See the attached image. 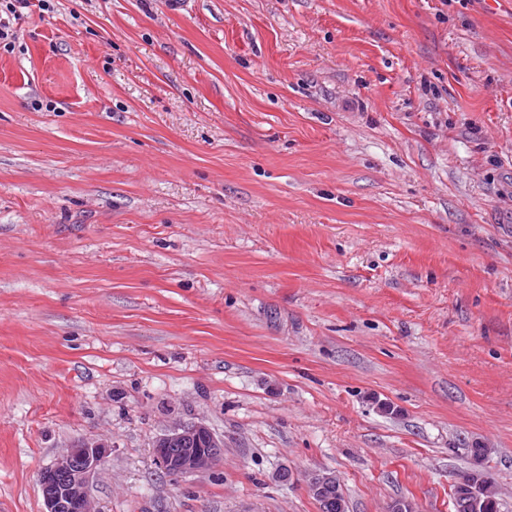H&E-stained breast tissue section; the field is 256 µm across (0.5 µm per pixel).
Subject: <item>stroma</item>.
<instances>
[{
    "label": "stroma",
    "instance_id": "35a3bbf8",
    "mask_svg": "<svg viewBox=\"0 0 512 512\" xmlns=\"http://www.w3.org/2000/svg\"><path fill=\"white\" fill-rule=\"evenodd\" d=\"M0 40V512H512V0H32ZM201 423L210 471L153 445ZM191 442L203 443V447L186 448ZM223 447L209 427L198 423L175 428L159 437L153 451L156 465L163 472L185 476L217 465ZM87 439L58 457L40 475L46 512H92L88 488L105 463L110 449ZM489 483L490 482L480 478L476 474L465 475L454 487V494L455 496L467 498L477 511L480 506L484 504V507L480 512H498L499 503L496 504V510L494 500V498H496L495 494L491 493L488 495L489 498L485 501V503L483 501V496Z\"/></svg>",
    "mask_w": 512,
    "mask_h": 512
}]
</instances>
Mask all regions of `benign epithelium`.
<instances>
[{"mask_svg": "<svg viewBox=\"0 0 512 512\" xmlns=\"http://www.w3.org/2000/svg\"><path fill=\"white\" fill-rule=\"evenodd\" d=\"M224 444L204 424L175 428L154 443L156 465L162 471L185 476L217 465ZM109 445L94 439L81 441L58 457L40 475L46 512H92L88 488L91 479L105 463ZM489 482L476 474L465 475L454 494L475 507L484 504Z\"/></svg>", "mask_w": 512, "mask_h": 512, "instance_id": "obj_1", "label": "benign epithelium"}]
</instances>
